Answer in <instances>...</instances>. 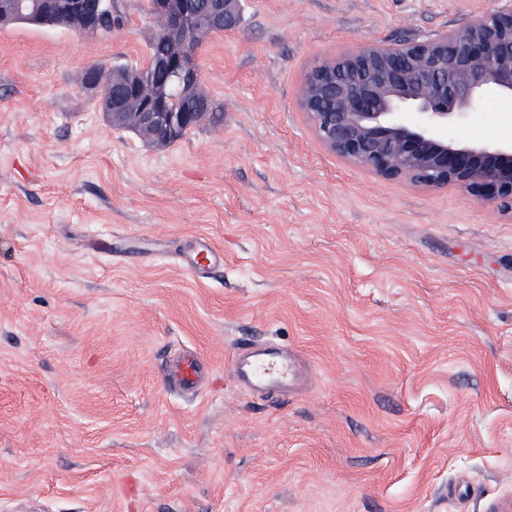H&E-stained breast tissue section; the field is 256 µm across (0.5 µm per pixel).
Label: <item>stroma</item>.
Wrapping results in <instances>:
<instances>
[{"label":"stroma","instance_id":"stroma-1","mask_svg":"<svg viewBox=\"0 0 512 512\" xmlns=\"http://www.w3.org/2000/svg\"><path fill=\"white\" fill-rule=\"evenodd\" d=\"M506 0H240L196 55L224 123L156 148L111 127L92 65L142 64L146 0L107 38L0 28V512H489L512 496V214L328 150L313 66ZM449 137L512 139V98ZM224 252L201 279L179 256ZM295 350L278 404L238 343ZM207 364L192 399L162 361Z\"/></svg>","mask_w":512,"mask_h":512}]
</instances>
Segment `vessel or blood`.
<instances>
[{"label": "vessel or blood", "mask_w": 512, "mask_h": 512, "mask_svg": "<svg viewBox=\"0 0 512 512\" xmlns=\"http://www.w3.org/2000/svg\"><path fill=\"white\" fill-rule=\"evenodd\" d=\"M180 261L203 278L223 266L224 256L207 238L199 237L181 255ZM230 368L232 378L240 388L261 395H287L304 380L302 371L296 366L295 353L276 348L268 342L237 345ZM203 373L204 364L195 356L170 360L164 370L172 385L188 393L198 390Z\"/></svg>", "instance_id": "b4317fda"}]
</instances>
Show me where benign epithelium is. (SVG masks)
Instances as JSON below:
<instances>
[{
    "label": "benign epithelium",
    "mask_w": 512,
    "mask_h": 512,
    "mask_svg": "<svg viewBox=\"0 0 512 512\" xmlns=\"http://www.w3.org/2000/svg\"><path fill=\"white\" fill-rule=\"evenodd\" d=\"M82 22V33L99 35L87 20L84 0H34ZM155 12L176 40L195 20L229 26L228 0H208L205 11L188 0H154ZM195 55L181 45L158 62L162 71L199 82ZM110 108L134 112L144 125L173 127L195 120L198 109L167 112L164 101L145 98L139 82L107 79ZM512 96V7H492L471 23L424 40L371 44L345 52L308 75L301 105L323 144L343 159L386 178L426 188L454 185L475 200L512 213V140L484 144L450 139L497 96ZM417 118L409 122L405 114Z\"/></svg>",
    "instance_id": "obj_1"
}]
</instances>
